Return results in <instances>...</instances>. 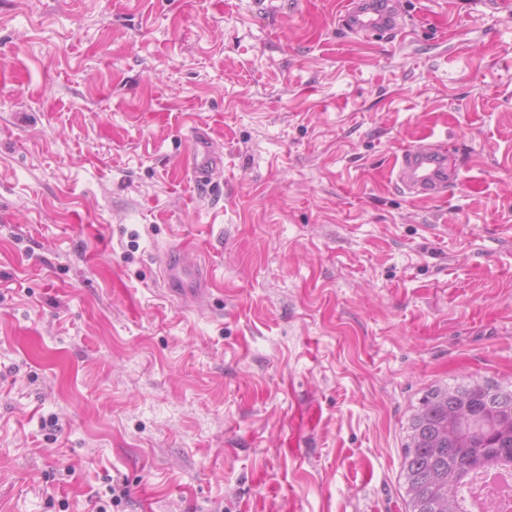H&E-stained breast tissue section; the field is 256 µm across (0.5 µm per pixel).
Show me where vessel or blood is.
<instances>
[{"mask_svg":"<svg viewBox=\"0 0 512 512\" xmlns=\"http://www.w3.org/2000/svg\"><path fill=\"white\" fill-rule=\"evenodd\" d=\"M338 25L344 33L371 40L389 39L407 31L406 16L399 7V0H343ZM185 165L202 185L222 173L221 153L205 131H194ZM392 174L395 184L412 198L445 196L448 174L442 142L418 143L403 149L395 158ZM163 265V278L169 291L181 297H193L213 282L212 268L184 267L175 255H167Z\"/></svg>","mask_w":512,"mask_h":512,"instance_id":"b4317fda","label":"vessel or blood"}]
</instances>
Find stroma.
<instances>
[{
  "mask_svg": "<svg viewBox=\"0 0 512 512\" xmlns=\"http://www.w3.org/2000/svg\"><path fill=\"white\" fill-rule=\"evenodd\" d=\"M506 2L375 41L337 0H0V512H409L425 392L512 382ZM185 165L200 185H207L214 176L222 174L221 153L205 131L193 132L192 148L185 156ZM395 184L415 199H436L446 195L448 174L441 141L417 143L395 157ZM163 279L170 292L179 294L183 298H191L195 293L202 291L213 284V270L201 265L185 269L180 258L168 253L164 262Z\"/></svg>",
  "mask_w": 512,
  "mask_h": 512,
  "instance_id": "stroma-1",
  "label": "stroma"
}]
</instances>
